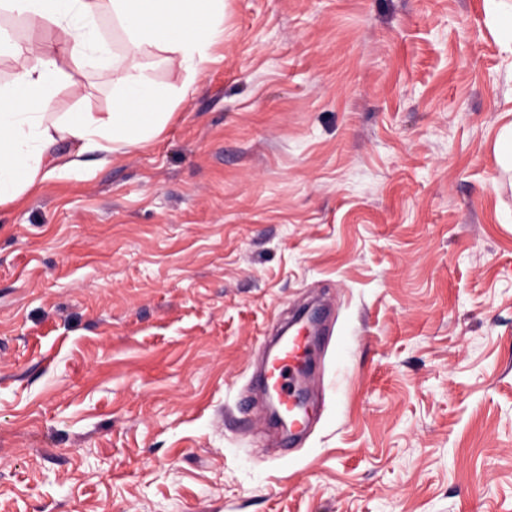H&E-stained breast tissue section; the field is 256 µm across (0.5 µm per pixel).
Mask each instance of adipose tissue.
I'll return each mask as SVG.
<instances>
[{
  "instance_id": "adipose-tissue-1",
  "label": "adipose tissue",
  "mask_w": 512,
  "mask_h": 512,
  "mask_svg": "<svg viewBox=\"0 0 512 512\" xmlns=\"http://www.w3.org/2000/svg\"><path fill=\"white\" fill-rule=\"evenodd\" d=\"M10 12L58 29L65 52L77 62L102 59L112 82V110L103 116L72 112L61 124L45 122L44 110L66 73L40 42L13 47L16 69L0 86V205L35 191L62 171L53 152L69 138L112 153L149 143L164 130L169 98L133 63L134 53L156 49L168 63L190 72L209 60L224 21V0H0ZM110 13L128 49L112 50L98 19Z\"/></svg>"
}]
</instances>
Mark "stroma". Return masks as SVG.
I'll return each mask as SVG.
<instances>
[{"mask_svg": "<svg viewBox=\"0 0 512 512\" xmlns=\"http://www.w3.org/2000/svg\"><path fill=\"white\" fill-rule=\"evenodd\" d=\"M150 144L0 206V512H512V48L489 0H224ZM47 122L107 112L64 60ZM317 417L262 415L313 297Z\"/></svg>", "mask_w": 512, "mask_h": 512, "instance_id": "35a3bbf8", "label": "stroma"}]
</instances>
